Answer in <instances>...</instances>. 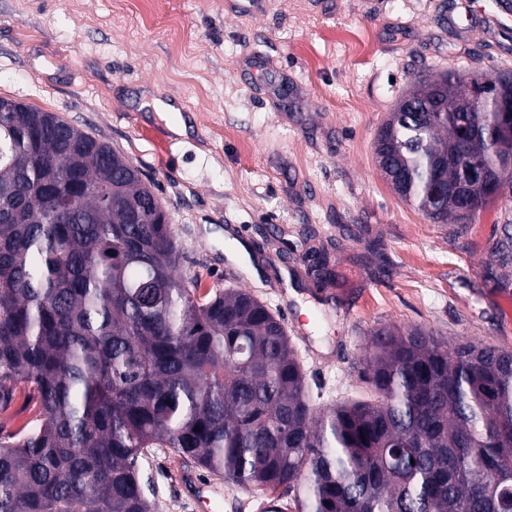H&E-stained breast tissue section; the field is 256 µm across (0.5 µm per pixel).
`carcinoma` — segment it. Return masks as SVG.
<instances>
[{
	"label": "carcinoma",
	"instance_id": "carcinoma-1",
	"mask_svg": "<svg viewBox=\"0 0 512 512\" xmlns=\"http://www.w3.org/2000/svg\"><path fill=\"white\" fill-rule=\"evenodd\" d=\"M418 79L380 127L400 198L434 223L497 195L450 192L448 147L512 183V74ZM0 512H155L150 448L295 512H512V351L382 327L373 399L316 409L281 320L239 288L202 293L162 203L125 156L54 112L1 97ZM484 277L512 279V225ZM35 416L8 429L18 391Z\"/></svg>",
	"mask_w": 512,
	"mask_h": 512
}]
</instances>
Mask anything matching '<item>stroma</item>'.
Segmentation results:
<instances>
[{"label": "stroma", "instance_id": "1", "mask_svg": "<svg viewBox=\"0 0 512 512\" xmlns=\"http://www.w3.org/2000/svg\"><path fill=\"white\" fill-rule=\"evenodd\" d=\"M149 26L113 0H0V96L121 150L204 287L242 288L304 336L315 408L366 400L383 326L512 349V291L483 277L512 221L503 188L467 232L435 224L379 169L377 132L415 78L512 73V28L467 0H168ZM176 104L157 112L153 100ZM182 120L183 137L168 130ZM326 258L332 282H320ZM156 512H202L167 448L140 462Z\"/></svg>", "mask_w": 512, "mask_h": 512}]
</instances>
